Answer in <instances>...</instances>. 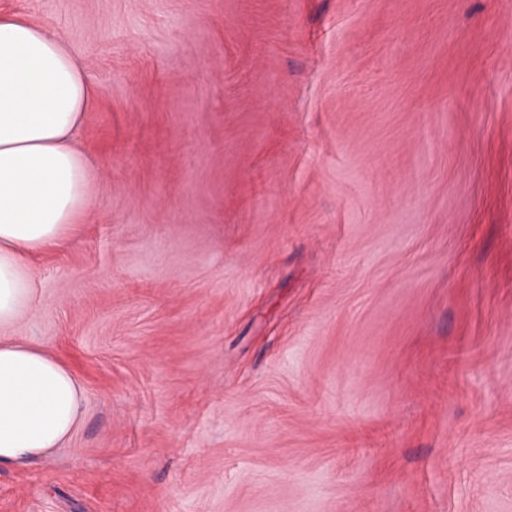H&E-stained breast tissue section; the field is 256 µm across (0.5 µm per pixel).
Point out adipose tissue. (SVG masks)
<instances>
[{"label": "adipose tissue", "mask_w": 512, "mask_h": 512, "mask_svg": "<svg viewBox=\"0 0 512 512\" xmlns=\"http://www.w3.org/2000/svg\"><path fill=\"white\" fill-rule=\"evenodd\" d=\"M93 99L61 36L0 17V465L60 447L81 414L73 372L6 331L33 307L27 256L64 245L95 203L96 168L74 143Z\"/></svg>", "instance_id": "1"}]
</instances>
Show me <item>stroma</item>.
Wrapping results in <instances>:
<instances>
[{"instance_id":"35a3bbf8","label":"stroma","mask_w":512,"mask_h":512,"mask_svg":"<svg viewBox=\"0 0 512 512\" xmlns=\"http://www.w3.org/2000/svg\"><path fill=\"white\" fill-rule=\"evenodd\" d=\"M94 88L12 338L80 380L0 512H512V0H0Z\"/></svg>"}]
</instances>
